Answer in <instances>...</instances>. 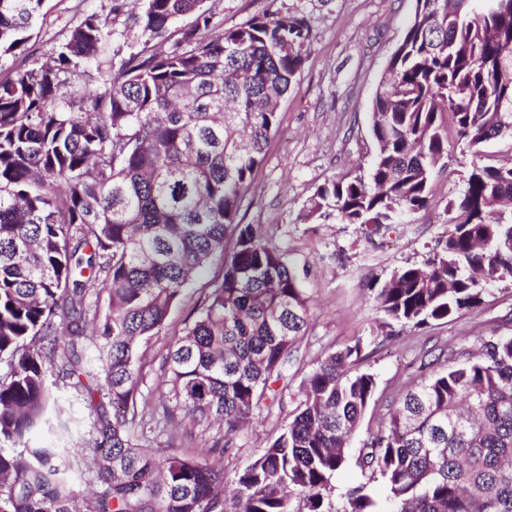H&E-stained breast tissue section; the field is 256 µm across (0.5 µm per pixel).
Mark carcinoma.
Here are the masks:
<instances>
[{
	"mask_svg": "<svg viewBox=\"0 0 512 512\" xmlns=\"http://www.w3.org/2000/svg\"><path fill=\"white\" fill-rule=\"evenodd\" d=\"M378 82L370 112L377 151L368 177L333 180L306 217L390 224L428 206L448 157L445 125L480 154L512 138V0H416ZM42 0H0V54L21 55ZM167 49L171 26L185 15ZM205 0H146L133 27L141 51L101 90L74 100L67 76L95 64L112 17L91 13L55 56L0 79V512H512V336L404 390L363 444L366 481L329 501L376 379L354 373L356 343L304 380L284 431L224 489L207 458L142 445L132 434L145 377L142 343L165 327L186 282L237 236L222 282L169 346L160 419L224 423L222 453L263 399L277 394L308 324L307 298L285 253L237 222L304 65L309 28L267 12L213 35ZM512 165L474 163L452 203L439 249L373 289L379 311L424 328L476 308L492 282L512 280ZM94 344L97 364L80 349ZM64 384L93 415L97 491L86 503L68 473L80 442L34 448L47 427L69 438ZM382 480L387 509L370 484Z\"/></svg>",
	"mask_w": 512,
	"mask_h": 512,
	"instance_id": "obj_1",
	"label": "carcinoma"
}]
</instances>
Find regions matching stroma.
<instances>
[{"label": "stroma", "mask_w": 512, "mask_h": 512, "mask_svg": "<svg viewBox=\"0 0 512 512\" xmlns=\"http://www.w3.org/2000/svg\"><path fill=\"white\" fill-rule=\"evenodd\" d=\"M221 28L244 25L264 11L307 21L310 47L301 71L278 109V125L255 169L252 190L241 203L238 220L260 226L265 240L285 251L309 300V320L296 345L275 400L262 402L252 423L235 437L232 454L219 458L226 480L263 453L292 420L303 399V380L327 354L361 344L357 371L374 374L377 387L358 429L351 437L359 452L381 424L400 391L422 377V364L454 350L478 354L484 340L512 335V282L489 285L481 304L470 312L425 328L387 324L375 307L372 288L394 269L419 265L448 233L455 202L473 162H512V139L485 143L480 154L451 149L448 168L434 176L429 206L397 215L390 224H347L336 216L305 218L317 189L330 180L367 173L376 151L369 112L379 79L401 42L415 0H217ZM111 0H44L27 51L49 59L84 15L108 14ZM144 0H123L112 17V34L102 47L110 75L143 47L135 28ZM234 230H226L224 249L209 261L203 275L190 280L167 326L142 352L145 378L140 391L155 408L164 387L161 362L173 336L181 334L221 281L226 250ZM224 428L193 425L181 418L178 428L160 424L135 429L142 441L207 451Z\"/></svg>", "instance_id": "obj_1"}]
</instances>
